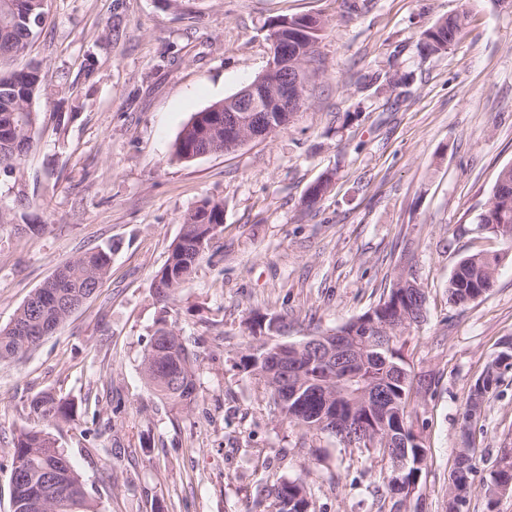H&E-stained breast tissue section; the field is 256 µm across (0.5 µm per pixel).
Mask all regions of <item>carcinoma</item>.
<instances>
[{"label":"carcinoma","instance_id":"carcinoma-1","mask_svg":"<svg viewBox=\"0 0 512 512\" xmlns=\"http://www.w3.org/2000/svg\"><path fill=\"white\" fill-rule=\"evenodd\" d=\"M465 13L438 20L422 33L420 49L432 54L452 46L464 25ZM48 22L44 0H0V169L11 173L19 166L33 146L39 123L36 103L41 96L47 74L41 65L33 64L21 71L3 69V64L21 54L31 40ZM309 31L303 40L295 42L302 49V66L313 80L320 70L316 66V43L323 24L316 17H308ZM205 111L216 114L212 118L195 113L183 127L175 143L176 156L190 162L198 155L226 152L224 145V102L218 101ZM224 205L206 201L183 218L182 231L171 245L165 264L156 272L151 287L158 299L165 302L181 286L204 258L217 232L211 226H223ZM477 224L490 237L512 243V165L497 174L485 209L478 215ZM112 250L98 248L86 252L57 267L52 275L34 289L17 310L13 320L0 327V361L12 360L27 353L47 336L52 335L71 314L89 299L108 274ZM501 257L498 254L478 253L463 258L458 272L448 281V301L465 305L484 296L493 288ZM377 323L389 321L398 325L391 332L395 337L393 348L385 352L386 361L355 364L357 379L340 393L336 380L325 372L314 371L311 376L296 379L307 393L305 398L291 402L278 401L275 388L280 380L268 373L263 359L266 341L257 331L261 316L251 320L250 336L245 341L246 352L241 356V367L260 376L270 392L273 411L289 423L307 431L326 432L320 427L323 418L331 414L336 395H341L343 406L352 408L366 420L379 424L383 414L378 412L366 392L373 386L384 385L390 401L407 408L425 386L415 381L408 370L402 341L414 325L426 315L425 291L390 288L378 304L369 309ZM147 384L161 398L174 407L194 402L199 376L191 351L173 326L161 324L150 336L141 363ZM321 394H314V389ZM30 410L49 422L68 420L73 404L51 392L33 397ZM56 471V494L41 493L40 471ZM423 468L408 466L397 476H388L385 487L392 500L391 512H399L396 480L409 485L421 479ZM10 500L42 502L35 508H16L13 512H94L93 505L81 476L74 468L66 451L49 433L43 430L22 429L17 434L11 454ZM273 497V512H313L312 502L304 485L294 479H283L269 491Z\"/></svg>","mask_w":512,"mask_h":512}]
</instances>
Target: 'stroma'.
Returning a JSON list of instances; mask_svg holds the SVG:
<instances>
[{"label": "stroma", "mask_w": 512, "mask_h": 512, "mask_svg": "<svg viewBox=\"0 0 512 512\" xmlns=\"http://www.w3.org/2000/svg\"><path fill=\"white\" fill-rule=\"evenodd\" d=\"M47 0L49 21L9 61L40 64L34 144L0 173V326L54 270L108 247L96 293L51 336L0 364V512H10L16 430L65 448L98 512H267V491L301 479L315 512H390L388 464L275 416L264 381L240 356L254 314L287 313L292 342L352 321L413 257L426 317L405 334L407 361L430 386L409 408L427 450L410 512H446L461 418L486 365L512 338V246L475 223L499 170L512 165V0ZM466 13L448 50L419 39ZM320 16L322 71L287 128L230 153L174 154L191 116L267 67L275 23ZM330 187L315 206L307 188ZM224 226L192 277L159 304L151 288L205 200ZM44 225L41 233L28 232ZM498 253L495 288L459 308L448 280L472 254ZM195 355L188 410L157 397L140 364L159 322ZM75 400L73 421L31 413L32 397ZM477 473L465 512L488 508L512 454V369L472 427Z\"/></svg>", "instance_id": "35a3bbf8"}]
</instances>
